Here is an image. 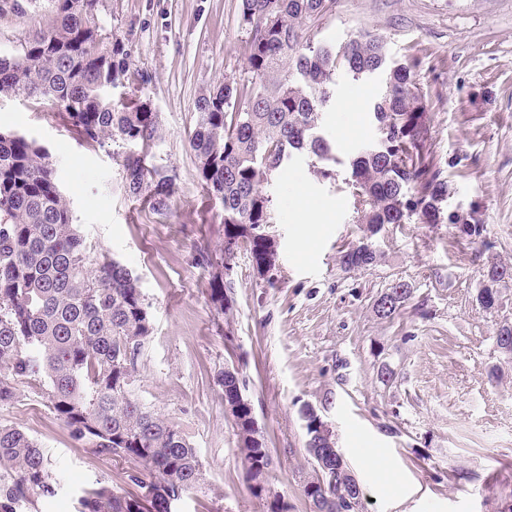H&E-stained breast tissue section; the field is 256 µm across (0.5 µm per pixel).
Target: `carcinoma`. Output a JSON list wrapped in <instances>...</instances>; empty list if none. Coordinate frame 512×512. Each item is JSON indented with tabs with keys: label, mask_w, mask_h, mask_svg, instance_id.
Wrapping results in <instances>:
<instances>
[{
	"label": "carcinoma",
	"mask_w": 512,
	"mask_h": 512,
	"mask_svg": "<svg viewBox=\"0 0 512 512\" xmlns=\"http://www.w3.org/2000/svg\"><path fill=\"white\" fill-rule=\"evenodd\" d=\"M106 0H50L48 21L0 53V97L22 98L43 118L64 112L90 147L115 143L125 187L134 197L166 207L170 176L147 165L157 131L148 104L118 107L117 87L138 90L145 77L130 69L124 49L104 21ZM37 0H0V17H29ZM336 0H242L247 26L243 55L248 77L226 79L197 100L191 148L201 180L224 205V250L242 247L257 267L266 264L271 174L296 154L314 158L322 178L336 177V144L322 127L336 78L383 76L369 111L377 140L349 162L342 179L353 198L355 224L367 235L342 252L346 270L377 263L367 242L387 224H459L479 233L475 212L445 209L448 180L435 161L434 116L416 80L418 59H396L378 35L358 33L339 45L303 36L307 22L333 12ZM512 277V266L491 256L485 278ZM397 304L375 312L389 318L411 299L406 281L389 287ZM149 304L131 273L107 253L94 255L73 224L49 153L36 141L0 132V406L17 401V382L45 400L74 440L97 456L135 463L127 488L100 483L80 490L76 512H172L201 479L196 450L180 430L134 394L136 362L152 335ZM495 344L512 353V320L497 323ZM234 414L246 480L270 464L239 377L218 376ZM314 465L333 479L318 483L312 470L303 495L313 512H359L360 489L346 462H336L334 436L309 437ZM60 482L38 444L0 425V512H24L33 497L54 498Z\"/></svg>",
	"instance_id": "cac0c4a2"
}]
</instances>
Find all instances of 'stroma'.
Listing matches in <instances>:
<instances>
[{
	"label": "stroma",
	"instance_id": "obj_1",
	"mask_svg": "<svg viewBox=\"0 0 512 512\" xmlns=\"http://www.w3.org/2000/svg\"><path fill=\"white\" fill-rule=\"evenodd\" d=\"M106 5L113 39L146 78L137 99L157 114L149 163L172 179L166 215L129 195L111 148L82 145L65 115L47 122L27 102L2 98L0 131L48 150L86 245L127 267L150 305L153 335L137 361L135 392L177 426L202 465L178 512H269L274 501L311 512L302 493L312 472L307 406L333 430L364 512H512V359L494 340L497 323L512 318V279L498 285L499 309L477 300L488 257L512 265V0H337L309 30L338 44L368 31L385 37L394 57H418L448 205L476 212L480 236L448 223L388 224L373 239L382 260L345 271L342 251L364 235L351 221L353 199L297 157L267 187L274 275L260 276L249 251L238 250L221 302L195 255L202 247L220 255L224 211L200 183L190 139L199 96L246 75L241 0ZM379 88L376 77L338 78L324 124L341 159L375 139L363 104ZM310 205L325 212L313 233L292 220ZM398 280L411 285L410 302L378 317L375 299ZM385 364L394 371L388 382ZM227 367L243 379L270 450L259 498L216 382ZM0 424L35 439L60 478L59 497L38 500L32 512H74L82 487H122L131 467L73 440L24 383L17 402L0 409ZM372 456L385 468H369Z\"/></svg>",
	"mask_w": 512,
	"mask_h": 512
}]
</instances>
